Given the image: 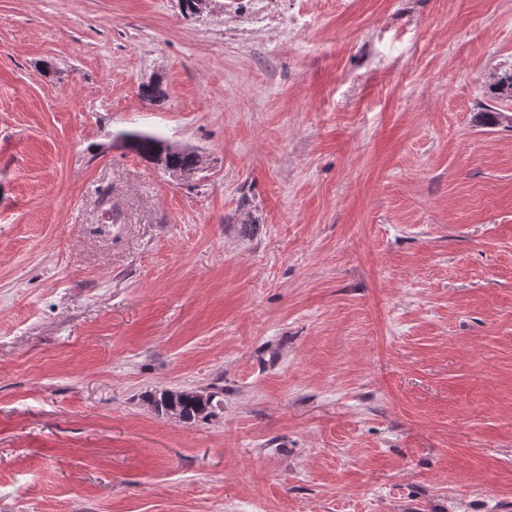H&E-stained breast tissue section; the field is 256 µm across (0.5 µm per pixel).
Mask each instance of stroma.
I'll list each match as a JSON object with an SVG mask.
<instances>
[{
  "label": "stroma",
  "instance_id": "35a3bbf8",
  "mask_svg": "<svg viewBox=\"0 0 512 512\" xmlns=\"http://www.w3.org/2000/svg\"><path fill=\"white\" fill-rule=\"evenodd\" d=\"M509 73L512 0H0V512H512ZM118 137L128 140L134 151L146 161L160 157L170 173L190 174L197 170L199 160L194 152L186 149L163 150V144L167 140L159 135L130 130L120 132ZM213 394L197 391L161 390L148 394L149 401L158 411L176 415L183 422L205 420L214 413Z\"/></svg>",
  "mask_w": 512,
  "mask_h": 512
}]
</instances>
